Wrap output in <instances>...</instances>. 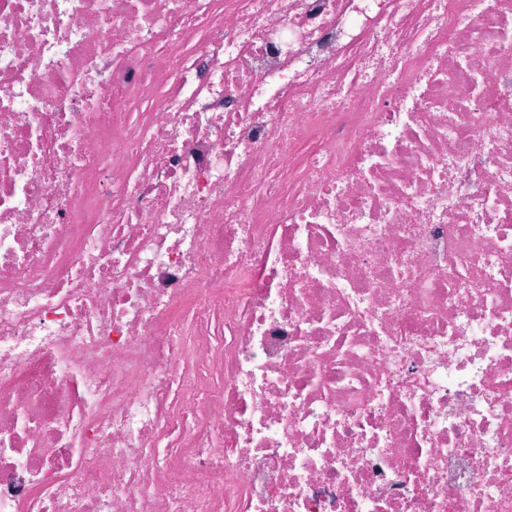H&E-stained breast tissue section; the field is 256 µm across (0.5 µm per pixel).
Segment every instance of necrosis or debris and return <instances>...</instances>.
I'll use <instances>...</instances> for the list:
<instances>
[{"label":"necrosis or debris","mask_w":512,"mask_h":512,"mask_svg":"<svg viewBox=\"0 0 512 512\" xmlns=\"http://www.w3.org/2000/svg\"><path fill=\"white\" fill-rule=\"evenodd\" d=\"M0 512H512V0H0Z\"/></svg>","instance_id":"1"}]
</instances>
